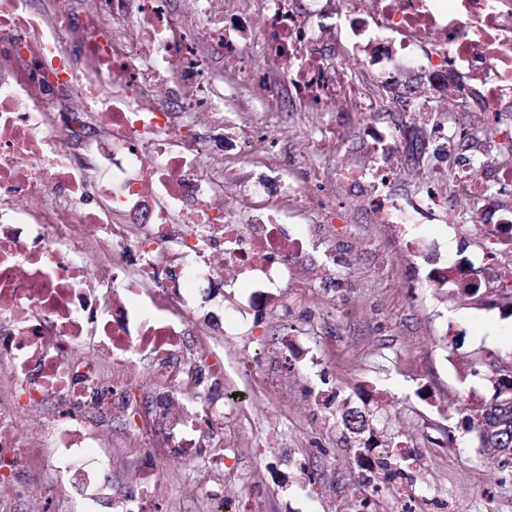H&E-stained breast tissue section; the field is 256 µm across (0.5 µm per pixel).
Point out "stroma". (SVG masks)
Masks as SVG:
<instances>
[{
    "label": "stroma",
    "instance_id": "obj_1",
    "mask_svg": "<svg viewBox=\"0 0 512 512\" xmlns=\"http://www.w3.org/2000/svg\"><path fill=\"white\" fill-rule=\"evenodd\" d=\"M324 48L342 59L344 82L376 100L377 126L399 131L405 149L387 186L394 197L418 191L434 165L447 159L426 143L427 127L416 122L409 102L437 101L440 91L427 74L411 72L401 82H383L358 48L349 45L344 17L328 10L322 20ZM263 81L272 94L247 83L237 68L224 67V148L235 151L236 121L261 127L288 164L289 176L307 180L316 168L327 174L362 171L371 145L362 114L336 106L313 112L273 73ZM438 218L410 230L381 223L348 183L336 184V210L320 231L336 252L320 287L285 288L293 322L269 318L253 335L218 332L209 342L224 355V375L208 396L242 394L237 416L227 419L223 472L205 461L172 455L158 477L168 512H201L199 485L221 491L233 504L253 500L259 512H512V478L505 455L476 447L448 419L445 407L479 405L493 393L495 372L483 363L463 376L464 362L512 353V313L502 304L461 298L454 285L433 289L427 280L450 263L482 267V243L474 224L460 221L472 203L455 175L441 186ZM297 348L295 366L283 368L284 347ZM369 411L380 442L361 451L341 419L343 406ZM109 434L114 463L108 487L127 484V466L137 461L124 445L126 423L97 416ZM388 450L405 451L408 475L384 477L374 462Z\"/></svg>",
    "mask_w": 512,
    "mask_h": 512
}]
</instances>
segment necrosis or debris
<instances>
[{
    "instance_id": "1",
    "label": "necrosis or debris",
    "mask_w": 512,
    "mask_h": 512,
    "mask_svg": "<svg viewBox=\"0 0 512 512\" xmlns=\"http://www.w3.org/2000/svg\"><path fill=\"white\" fill-rule=\"evenodd\" d=\"M327 3L244 0L265 15L257 39L279 80L313 108L336 101L341 86V62L316 51ZM190 4L189 20L170 0H50L45 11L0 0V503L55 512L66 493L44 482L47 464L103 480L109 460L88 406L129 416L144 459L131 476L136 494L113 491V512H162L156 471L166 452L223 471L224 417L239 403L208 401L199 376L223 375L222 353L196 349L193 368L176 372L166 361L190 328L232 336L265 311L283 313L281 290L306 265L316 231L287 224L303 187L253 132L242 141L260 174L231 168L217 134L224 74L203 50L218 47L245 72L249 47L225 26L221 0ZM341 11L387 81L426 70L447 87L449 108L512 128V0H341ZM173 92L177 111L165 104ZM364 131L376 156L363 198L391 224L433 220L436 183L411 199L381 190L401 137L370 123ZM228 172L239 186L232 197ZM457 177L484 204L492 187L512 186V162L489 165L478 149ZM241 283L237 303L211 304L216 285ZM149 357L163 384L161 443L133 410ZM47 399L56 413L40 440L25 439L19 414Z\"/></svg>"
}]
</instances>
